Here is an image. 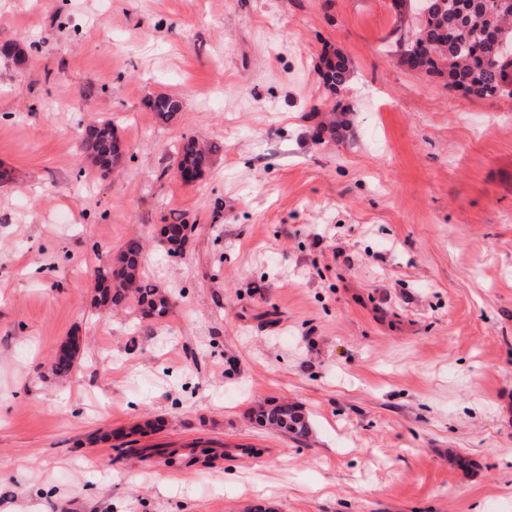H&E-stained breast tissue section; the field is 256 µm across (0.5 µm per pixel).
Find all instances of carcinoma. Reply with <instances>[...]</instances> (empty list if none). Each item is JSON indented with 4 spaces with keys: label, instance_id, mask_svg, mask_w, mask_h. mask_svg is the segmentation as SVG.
Segmentation results:
<instances>
[{
    "label": "carcinoma",
    "instance_id": "cac0c4a2",
    "mask_svg": "<svg viewBox=\"0 0 512 512\" xmlns=\"http://www.w3.org/2000/svg\"><path fill=\"white\" fill-rule=\"evenodd\" d=\"M444 8L416 17L400 37L421 45L431 44V53L421 56L423 73L446 79L450 88H461L470 96L494 98L506 95L502 84L512 61H504L497 43V33L512 39V17L498 9V0H442ZM348 67L342 60L328 61L325 80L332 91L345 87ZM162 125L171 123L179 113L177 100L158 95L150 103ZM80 152L94 160L106 174L119 165L125 149L112 119L87 125L81 133ZM210 163V150L193 138L181 142L177 150V169L183 179L197 180ZM163 242L170 254H180L188 238L183 220L164 224ZM144 244L139 238L129 239L112 259L109 267L99 271L98 297L95 306L110 313L135 307L145 317L162 318L169 313L172 296L142 274ZM61 349L65 355L56 360L54 369L65 374L74 367L79 342L72 340ZM265 425L303 438L309 432L305 418L287 403L258 411Z\"/></svg>",
    "mask_w": 512,
    "mask_h": 512
}]
</instances>
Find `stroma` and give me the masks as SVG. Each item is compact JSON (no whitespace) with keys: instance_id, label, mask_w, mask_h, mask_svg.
Returning a JSON list of instances; mask_svg holds the SVG:
<instances>
[{"instance_id":"1","label":"stroma","mask_w":512,"mask_h":512,"mask_svg":"<svg viewBox=\"0 0 512 512\" xmlns=\"http://www.w3.org/2000/svg\"><path fill=\"white\" fill-rule=\"evenodd\" d=\"M397 25L391 0H0V512H512V98L400 67ZM106 117L104 175L78 145ZM134 236L164 319L92 305ZM282 402L307 438L252 415ZM155 117L162 125L171 123L179 113L180 104L177 100L165 96L157 95L150 103ZM80 152L94 160L103 174L119 165L125 149L112 118L87 125L81 133ZM177 169L182 178L199 179L210 163V150L193 138L181 142L177 150ZM188 175L192 177L189 178ZM187 226L188 224L184 220L162 225L161 235L163 242L166 244L167 250L171 255L182 253L188 238ZM168 232H176L177 235H168Z\"/></svg>"}]
</instances>
